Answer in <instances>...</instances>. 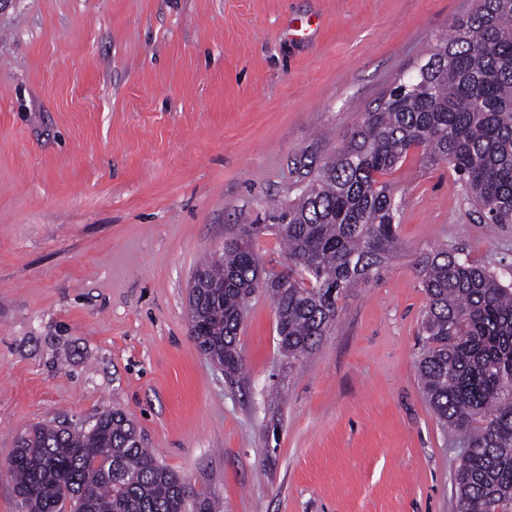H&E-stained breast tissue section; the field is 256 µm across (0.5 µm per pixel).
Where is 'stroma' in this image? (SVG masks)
<instances>
[{"mask_svg": "<svg viewBox=\"0 0 512 512\" xmlns=\"http://www.w3.org/2000/svg\"><path fill=\"white\" fill-rule=\"evenodd\" d=\"M475 0H14L0 13V466L29 426L119 409L224 512H456L465 441L418 377L415 267L463 250L512 282L447 166L389 176L402 251L291 364L251 298L235 377L188 330L198 266L269 228Z\"/></svg>", "mask_w": 512, "mask_h": 512, "instance_id": "obj_1", "label": "stroma"}]
</instances>
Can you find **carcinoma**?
I'll use <instances>...</instances> for the list:
<instances>
[{"label":"carcinoma","instance_id":"carcinoma-1","mask_svg":"<svg viewBox=\"0 0 512 512\" xmlns=\"http://www.w3.org/2000/svg\"><path fill=\"white\" fill-rule=\"evenodd\" d=\"M426 64L396 80L336 153L301 173L307 185L270 225L286 245L288 272L263 267L242 238L197 269L189 309L201 326L197 345L225 371L242 369L245 304L260 288L274 301L288 364L320 346L346 293L402 249L400 206L380 177L410 153L447 164L487 223L512 224V0H477ZM416 267L428 300L422 389L466 441L457 512H512V283L446 246L420 252ZM6 471L17 512H217L142 446L119 410L86 429L31 426Z\"/></svg>","mask_w":512,"mask_h":512}]
</instances>
